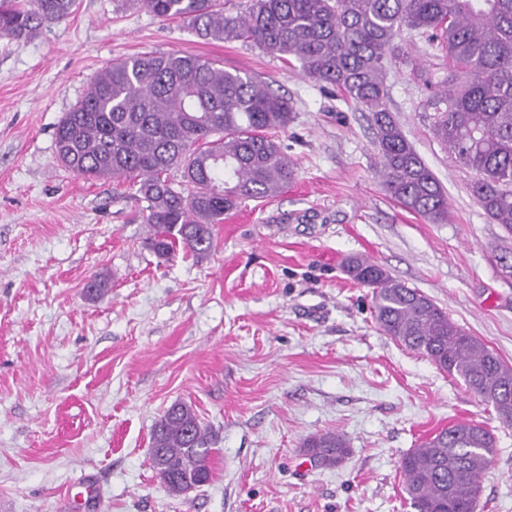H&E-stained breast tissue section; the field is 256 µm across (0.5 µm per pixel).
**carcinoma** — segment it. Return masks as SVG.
<instances>
[{
	"label": "carcinoma",
	"mask_w": 512,
	"mask_h": 512,
	"mask_svg": "<svg viewBox=\"0 0 512 512\" xmlns=\"http://www.w3.org/2000/svg\"><path fill=\"white\" fill-rule=\"evenodd\" d=\"M164 20L179 19L202 39L251 42L371 113L379 176L406 209L433 224L448 199L390 108L385 71L412 59L397 41L404 28L428 35L442 62L425 74L432 132L474 173L470 192L485 214L512 233V0H142ZM76 0H0V35L30 39L67 18ZM293 105L269 85L217 63L176 52L116 60L101 70L55 128L59 162L88 180L129 179L147 202V243L160 257L182 249L198 259L213 247L212 226L245 200L272 198L294 179L277 142ZM181 173L177 189L169 172ZM349 275L372 290L386 335L456 375L481 403L512 425V366L452 322L429 297L382 266L354 258ZM334 432L304 452L333 467L346 454ZM206 429L176 403L155 423L151 464L175 495L212 478ZM495 452L479 423L457 421L401 460L415 512H475L480 477Z\"/></svg>",
	"instance_id": "obj_1"
}]
</instances>
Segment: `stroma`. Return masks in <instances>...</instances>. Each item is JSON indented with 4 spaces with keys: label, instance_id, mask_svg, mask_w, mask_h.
I'll return each instance as SVG.
<instances>
[{
    "label": "stroma",
    "instance_id": "1",
    "mask_svg": "<svg viewBox=\"0 0 512 512\" xmlns=\"http://www.w3.org/2000/svg\"><path fill=\"white\" fill-rule=\"evenodd\" d=\"M177 52L266 81L290 99L280 134L296 164L277 197L214 225L202 260L146 245L128 181L56 159L54 131L112 61ZM390 108L448 197L432 224L377 176L369 113L299 67L241 41L199 38L137 0H77L30 40L0 37V512H413L401 458L458 420L494 435L476 512H512V426L461 378L379 327L343 270L362 256L431 298L512 364V234L431 131L429 90L387 72ZM106 274L107 292L86 284ZM213 438L211 481L171 493L151 434L173 403ZM333 431L337 466L302 451Z\"/></svg>",
    "mask_w": 512,
    "mask_h": 512
}]
</instances>
